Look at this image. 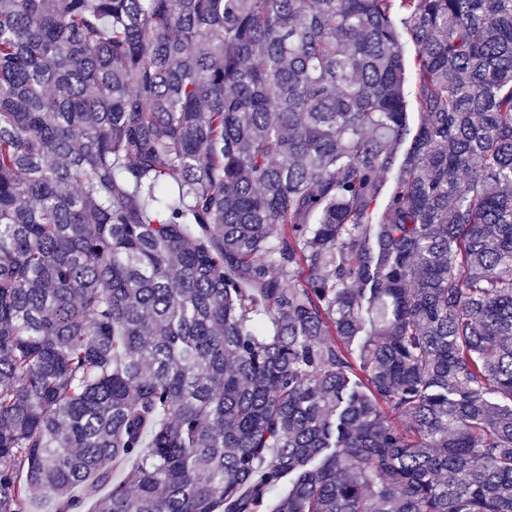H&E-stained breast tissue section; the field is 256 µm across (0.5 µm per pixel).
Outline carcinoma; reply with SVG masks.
<instances>
[{"label": "carcinoma", "mask_w": 512, "mask_h": 512, "mask_svg": "<svg viewBox=\"0 0 512 512\" xmlns=\"http://www.w3.org/2000/svg\"><path fill=\"white\" fill-rule=\"evenodd\" d=\"M89 497L512 512V0H0V512Z\"/></svg>", "instance_id": "obj_1"}]
</instances>
